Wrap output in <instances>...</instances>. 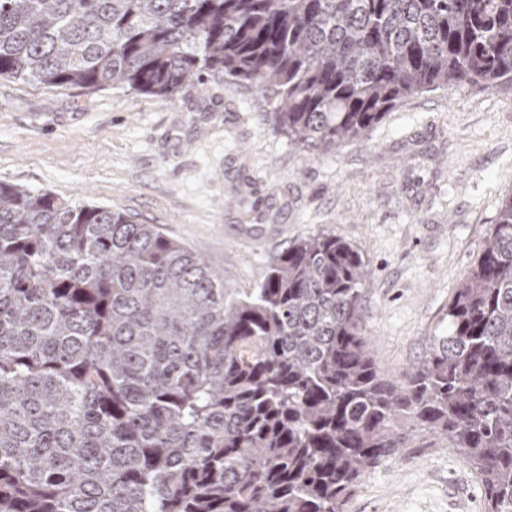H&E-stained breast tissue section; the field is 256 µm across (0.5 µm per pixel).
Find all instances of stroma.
Instances as JSON below:
<instances>
[{"instance_id":"35a3bbf8","label":"stroma","mask_w":512,"mask_h":512,"mask_svg":"<svg viewBox=\"0 0 512 512\" xmlns=\"http://www.w3.org/2000/svg\"><path fill=\"white\" fill-rule=\"evenodd\" d=\"M0 181L156 224L246 290L295 241L331 231L371 271L366 334L383 373L416 363L512 195V88L403 99L362 140L309 155L251 84L205 73L170 102L0 79ZM344 512H485L480 483L419 432Z\"/></svg>"}]
</instances>
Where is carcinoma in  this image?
<instances>
[{
    "instance_id": "1",
    "label": "carcinoma",
    "mask_w": 512,
    "mask_h": 512,
    "mask_svg": "<svg viewBox=\"0 0 512 512\" xmlns=\"http://www.w3.org/2000/svg\"><path fill=\"white\" fill-rule=\"evenodd\" d=\"M212 70L332 150L411 95L512 85V0H0V78L169 102ZM368 280L322 232L240 292L153 224L0 182V512H343L417 432L512 512V198L394 378Z\"/></svg>"
}]
</instances>
